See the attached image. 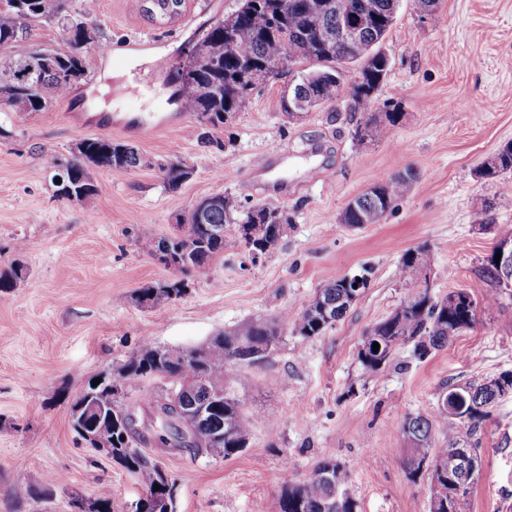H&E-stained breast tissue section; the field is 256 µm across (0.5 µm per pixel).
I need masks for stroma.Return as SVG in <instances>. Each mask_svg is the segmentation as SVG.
Masks as SVG:
<instances>
[{"label":"stroma","mask_w":512,"mask_h":512,"mask_svg":"<svg viewBox=\"0 0 512 512\" xmlns=\"http://www.w3.org/2000/svg\"><path fill=\"white\" fill-rule=\"evenodd\" d=\"M240 0H185L171 20L151 19L143 0H70L67 15L33 27L38 49L63 46L70 24L90 29L85 74L41 112L0 110V271L21 263L0 294V512H73L74 499L112 493V512H133L136 478L86 445L70 405L90 380L112 376L141 340L195 347L257 316L302 311L317 290L348 275L370 284L322 335L281 328L275 350L247 369L238 394L247 412L271 420L248 447L216 459L163 444L150 399L160 379L129 380L140 449L174 480L173 512H278L281 475L305 478L321 460L339 463L358 512H428L422 482L403 465L397 430L408 414H430L446 385L512 371V288L496 289L483 268L496 228L512 225V173L486 180L483 162L512 142V0H440L430 15L401 0L383 49L390 60L371 106L402 118L384 139L358 142L350 95L291 120L277 102L291 72L269 77L235 118L195 134L197 115L172 95L183 51ZM144 64L135 83L110 74ZM82 138H112L193 174L170 189L154 168L97 169L81 202L56 196L52 177ZM414 169L415 179L378 224L339 222L347 203L380 177ZM229 196L240 208L286 211L276 248L252 260L233 232L188 278L187 292L152 306L142 288L178 279L139 241L174 234L178 216L201 199ZM428 248L424 275L436 297L463 289L479 300L477 321L423 360L398 346L383 372L367 373L358 352L367 332L412 290L401 255ZM493 305H484L490 292ZM482 467L472 512L512 506V395L477 433Z\"/></svg>","instance_id":"stroma-1"}]
</instances>
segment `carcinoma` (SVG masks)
I'll list each match as a JSON object with an SVG mask.
<instances>
[{
    "label": "carcinoma",
    "instance_id": "1",
    "mask_svg": "<svg viewBox=\"0 0 512 512\" xmlns=\"http://www.w3.org/2000/svg\"><path fill=\"white\" fill-rule=\"evenodd\" d=\"M281 0H244L243 5L232 13L230 33L233 48H224V21H215L193 41L191 54L178 67V88L175 95L185 112L196 115L210 113L208 125L224 126V113L239 108L244 99L238 94L236 75L242 67V59L257 63L277 60L285 50V39L301 44L300 59L312 66L296 72L294 89L306 88L317 95L321 103L336 101L339 84L336 81V62L357 64L358 82L350 87V93L358 105L365 109L374 98L389 69L388 57L382 51V41L389 32L400 0H349L356 14L371 12L374 18L361 31V38L372 47L374 54L354 59L344 45L326 49L319 38L336 30V15L331 12H314L307 9L308 0H289L292 8L282 11ZM184 0H145L144 11L150 17L180 14ZM68 12V0H5L0 5V46L9 49V56L0 61V95L5 93L22 100L27 112H41L49 104V96L57 98L69 94L75 83L84 77L82 29L72 26L67 30L65 45L55 49L52 67L40 65L37 50L27 42L28 26ZM35 67L38 80L27 77L26 70ZM211 87V97L204 99L201 88ZM399 112L363 113L358 122L355 137L358 141L380 140L396 126ZM87 151L80 159H72L65 167L63 184L57 185L56 195L69 202L88 197L94 192L90 178L93 167L132 169L153 165L134 146L119 140L87 138ZM164 182L172 189L189 178L187 164L173 161L159 167ZM512 171V143L505 145L483 164L480 175L495 178ZM413 180L412 171L386 176L374 183L368 191L351 200L339 222L351 226L377 224L396 202L404 197ZM259 222L266 225L261 237L244 242L249 252L261 255L273 250L279 236L271 226L287 224L289 218L283 211L259 208L241 211L226 197L207 207L205 224H222L226 229L239 232V225ZM141 248L149 255L164 261L168 251L179 250L184 256L181 273L202 278L210 272V261L224 250V241L207 234L197 227V239L187 242L177 236L145 238ZM430 252L418 248L406 252L399 262L401 279L415 282L430 265ZM23 267L17 265L0 271V292H7L21 279ZM183 280L163 281L145 288L140 296L154 293L172 300L184 295ZM355 299L344 287V278H338L318 290L313 300L300 313H285L280 319L253 318L239 324L231 331L213 337L204 355L197 359H185L179 351L155 345L143 340L118 369L117 376L102 378L96 386L91 384L72 402L73 427L80 426L84 399L96 395L101 404L109 408V421L96 428L103 441L112 440V449L102 453L111 461L135 474L142 486V497L136 512H164L168 495L164 470L151 462L137 446L135 416L124 406L121 396L115 394V384H125L131 379L160 378L179 393L182 415L171 418L166 431L171 434V447L186 449L197 455L202 453L203 439L221 436L224 439V457L242 452L249 444L253 429L266 423L260 416L244 411L233 384L242 385L247 380L244 368L251 365L254 353L261 347L271 349L280 333V323L293 325L299 336L308 339L321 335L328 327L323 307H329L333 321L340 320ZM478 302L457 306L448 305V298L436 299L429 288L418 289L407 296L387 317L377 322L369 331L371 341L379 344V350L358 353L366 372L377 374L390 362L399 345L410 344L418 358L429 356L448 345L461 330L470 328L476 321ZM461 391L467 394L471 414L465 419L451 417L441 406L428 415H406L398 424V431L406 441L404 467L413 481L423 479L427 488L439 485L445 494L438 500H428V512H471V487L477 468L482 461L472 436L484 421L492 416L496 402L505 392L512 393V371L480 381L450 384L440 401L448 394ZM465 430L445 446L436 447V437L448 436V430ZM330 469L336 474V486L325 481L321 472ZM160 488H154V485ZM344 473L333 461L317 462L308 476L294 479L283 476L279 496V512H357L358 504L350 492L343 488Z\"/></svg>",
    "mask_w": 512,
    "mask_h": 512
}]
</instances>
